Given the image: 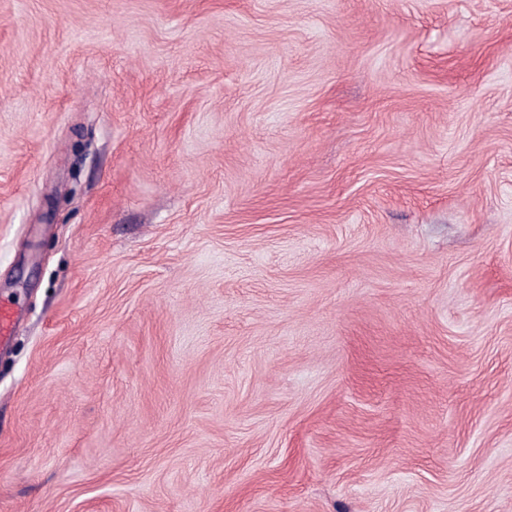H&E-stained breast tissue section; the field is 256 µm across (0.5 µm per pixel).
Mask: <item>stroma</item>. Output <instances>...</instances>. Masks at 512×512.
<instances>
[{
  "mask_svg": "<svg viewBox=\"0 0 512 512\" xmlns=\"http://www.w3.org/2000/svg\"><path fill=\"white\" fill-rule=\"evenodd\" d=\"M0 512H512V0H0Z\"/></svg>",
  "mask_w": 512,
  "mask_h": 512,
  "instance_id": "1",
  "label": "stroma"
}]
</instances>
